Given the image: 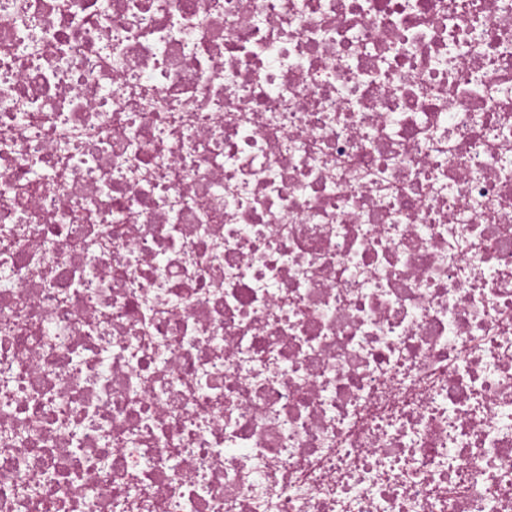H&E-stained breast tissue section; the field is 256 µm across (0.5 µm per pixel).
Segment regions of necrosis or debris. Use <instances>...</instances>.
Returning a JSON list of instances; mask_svg holds the SVG:
<instances>
[{
  "mask_svg": "<svg viewBox=\"0 0 512 512\" xmlns=\"http://www.w3.org/2000/svg\"><path fill=\"white\" fill-rule=\"evenodd\" d=\"M0 512H512V0H0Z\"/></svg>",
  "mask_w": 512,
  "mask_h": 512,
  "instance_id": "1",
  "label": "necrosis or debris"
}]
</instances>
